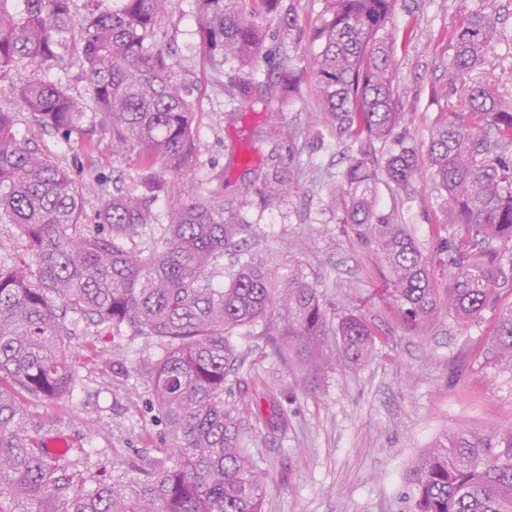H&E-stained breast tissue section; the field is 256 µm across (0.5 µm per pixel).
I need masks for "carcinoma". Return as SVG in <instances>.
<instances>
[{"label": "carcinoma", "mask_w": 512, "mask_h": 512, "mask_svg": "<svg viewBox=\"0 0 512 512\" xmlns=\"http://www.w3.org/2000/svg\"><path fill=\"white\" fill-rule=\"evenodd\" d=\"M0 0V72L29 67L20 89L31 122L64 139L93 128L112 131V151L138 156L131 184L98 198L94 223H84L88 186L16 137L11 113L0 111V224L12 225L27 259L0 262V512H262L265 481L245 448L224 384L238 360L232 337L267 336L274 355L300 372L314 392L331 369L337 341L343 360L360 365L376 338L356 314L327 320L316 285L302 265L278 272L241 247L251 225L224 204V174L201 195L184 178L196 153L191 84L154 49L170 0ZM312 32L318 51L309 68L324 110L355 152L342 174L347 198L342 223L376 249L391 274L389 298L415 321L440 305L465 325L497 299L508 279L494 243H512V105L491 88L468 87L460 111L443 112L425 158L394 135L402 112L394 88L396 39L390 31L397 0H323ZM200 51L211 70L236 66L233 96L246 98L266 39L264 17L298 25L282 0H193ZM72 39L88 84L74 96L42 77ZM508 38L494 5L473 10L448 31L449 68L474 70L492 43ZM301 71L285 65L269 90H296ZM426 164L445 193L446 223L462 236L446 242L453 275L440 293L430 265L393 212L381 209L374 187L382 170L407 191ZM250 187L267 201L286 187L278 170L256 174ZM165 199L164 218L152 209ZM235 249L230 268L224 252ZM85 320L160 341L158 359L134 370L151 391L165 425V444L133 473L95 479L61 464L42 426H29L16 401L23 391L57 400L75 388L68 355L73 329ZM498 361L512 369V312L490 337ZM265 425L288 427L273 393ZM512 433L460 430L429 449L409 477L416 512H512Z\"/></svg>", "instance_id": "obj_1"}]
</instances>
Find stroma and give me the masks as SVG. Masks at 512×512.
I'll return each mask as SVG.
<instances>
[{"instance_id": "stroma-1", "label": "stroma", "mask_w": 512, "mask_h": 512, "mask_svg": "<svg viewBox=\"0 0 512 512\" xmlns=\"http://www.w3.org/2000/svg\"><path fill=\"white\" fill-rule=\"evenodd\" d=\"M283 2L297 14V31L281 30L274 17L264 20L269 36L256 73L262 89L233 98L227 88L232 67L214 77L197 52L198 22L189 0H172L156 46L194 85L198 152L189 180L202 189L213 173H223L226 202L251 226L249 247L280 268L301 263L328 319L361 316L377 336V350L361 366L337 362L309 393L263 338L238 335L240 367L224 398L237 405L245 446L265 476L263 512H412L408 476L436 442L462 428L512 432V370L498 363L489 343L500 318L512 312V286L499 289L495 303L465 326L442 308L408 321L386 298L388 273L379 257L342 224L341 210L328 205L330 192L345 191L341 173L351 139L324 112L312 77L290 96L263 89L278 82L282 65L307 67L315 49L311 33L322 0ZM480 4L398 2L394 33L410 39L397 52L401 130L418 152L426 151L439 113L456 109L447 95L448 32ZM31 76L26 67L0 75V110L13 113L17 138L83 177L105 175L104 191H112L115 180L130 182L135 161L113 155L110 131L65 143L30 121L17 91ZM464 82L494 86L512 103V39L494 44ZM235 151L249 158L254 172L277 168L289 176L288 193L269 205L247 192L241 168L230 162ZM377 193L428 259L435 287L446 288L452 269L445 242L456 227L445 221L444 197L429 172H421L408 195L378 175ZM69 346L78 386L53 402L19 394L26 422L66 438L69 464L94 475L128 473L160 455L158 411L147 384L131 375L140 360L161 355L159 342L84 323ZM270 388L288 415L287 429L255 418V402Z\"/></svg>"}]
</instances>
